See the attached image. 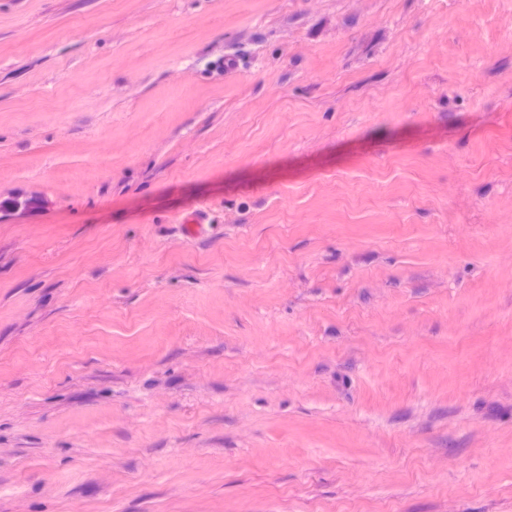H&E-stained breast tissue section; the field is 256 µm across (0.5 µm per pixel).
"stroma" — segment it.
<instances>
[{"label": "stroma", "mask_w": 512, "mask_h": 512, "mask_svg": "<svg viewBox=\"0 0 512 512\" xmlns=\"http://www.w3.org/2000/svg\"><path fill=\"white\" fill-rule=\"evenodd\" d=\"M0 512H512V0H0Z\"/></svg>", "instance_id": "1"}]
</instances>
